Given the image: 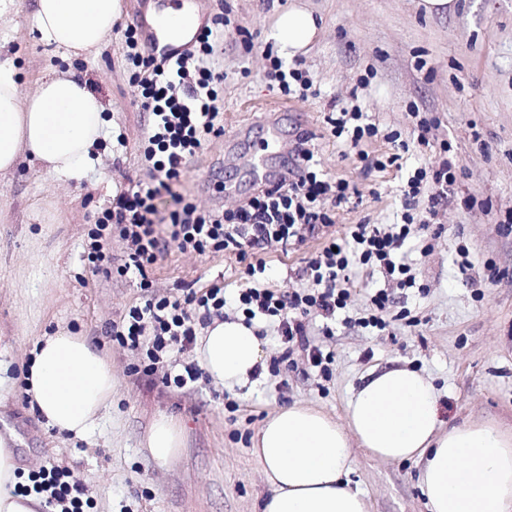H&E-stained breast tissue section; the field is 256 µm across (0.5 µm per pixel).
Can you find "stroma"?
Returning a JSON list of instances; mask_svg holds the SVG:
<instances>
[{"label": "stroma", "instance_id": "stroma-1", "mask_svg": "<svg viewBox=\"0 0 512 512\" xmlns=\"http://www.w3.org/2000/svg\"><path fill=\"white\" fill-rule=\"evenodd\" d=\"M17 2L0 16V54L22 70V91L32 92L47 67L70 69L101 100L107 119L96 162L80 178L63 180L26 164L0 177V440L19 471L68 467L87 490L89 512H260L268 487L251 446L266 417L300 402L344 420L364 377L394 366L432 379L445 425L493 421L512 432V232L501 226L512 210V0H456L444 18L427 16L419 0H308L324 31L303 57L315 90L304 100L284 96L266 77L267 32L289 0H201L204 25L227 16L246 33L227 35L218 46L224 133L162 194L161 212L174 209L176 193L203 210L243 204L256 190L254 164L285 168L302 131L317 136L324 177L355 189L319 233L302 234L285 250L266 249L270 287H309V260L349 225L399 222L402 186L415 168L438 166L446 156L458 168L433 224L406 247L415 287L403 293L381 273L359 269L345 310L353 325L336 323L327 336L321 318L311 317L313 342L334 357L331 379L309 368L301 349L285 355L271 331L257 382L227 390L205 376L184 392L163 387L160 375L179 372L195 353L172 354L152 377L131 374L140 356L113 342L108 329L138 302L139 284L92 273L82 260L89 230L115 196L146 179L142 131L149 115L138 104V70L123 32L151 19L154 0H123L124 16L105 43L71 63L34 41V0ZM352 105L381 130L358 150L334 138L326 123ZM413 105L439 121L423 155L401 152L386 138L393 131L410 140ZM444 141L450 153L442 152ZM396 152L398 165L380 167ZM462 246L472 262L464 277L454 265ZM243 269L232 254L172 246L148 276L157 293L167 294L196 279L232 288ZM379 288L395 297L387 327L357 326ZM60 330L98 343L118 380L111 407L83 437L49 427L22 389L34 343ZM230 399L238 404L232 413L225 408ZM160 412L185 436L183 454L165 466L142 445ZM354 456L351 485L370 512H428L416 463L383 462L359 448Z\"/></svg>", "mask_w": 512, "mask_h": 512}]
</instances>
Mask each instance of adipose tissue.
I'll use <instances>...</instances> for the list:
<instances>
[{"label": "adipose tissue", "instance_id": "obj_1", "mask_svg": "<svg viewBox=\"0 0 512 512\" xmlns=\"http://www.w3.org/2000/svg\"><path fill=\"white\" fill-rule=\"evenodd\" d=\"M123 12L122 0H36L37 43L64 60L99 48ZM200 25L188 9H167L154 27L160 40L188 41ZM320 28L301 0L277 12L268 32L280 57L306 53ZM13 58H0V173L26 162L68 179L94 165L93 149L106 119L100 101L74 72L48 69L34 95L21 97ZM264 342L239 321H217L200 337L197 360L214 382L231 389L254 376ZM26 395L58 432L87 435L111 406L112 361L87 337L59 332L39 339L24 373ZM439 394L420 372L395 367L369 373L347 402L344 421L300 404L277 409L260 428L252 453L270 488L261 512H368L349 485L353 446L373 458L416 461L428 512H512V435L496 423L442 429ZM144 446L164 465L184 448L179 423L162 414ZM16 464L0 441V512H40L39 494L16 490Z\"/></svg>", "mask_w": 512, "mask_h": 512}]
</instances>
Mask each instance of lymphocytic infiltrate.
Masks as SVG:
<instances>
[{"label": "lymphocytic infiltrate", "instance_id": "f902f5d3", "mask_svg": "<svg viewBox=\"0 0 512 512\" xmlns=\"http://www.w3.org/2000/svg\"><path fill=\"white\" fill-rule=\"evenodd\" d=\"M230 26L229 18H217L215 27L201 29L198 52L182 53L171 65L158 61L154 54L139 53L136 30L126 29L125 44L140 69L141 107L152 117L144 150L150 180L116 196L104 219L91 230L84 257L94 272L107 275L114 271L138 278L142 299L112 324L110 334L113 341L140 354L145 361L144 374H153L167 353L193 349L200 328L224 320L230 307L243 316L245 324L258 320L274 323L282 343L298 344L306 351L309 364L328 377L333 357L311 343L309 315L321 316L323 332H331L337 312L347 306L348 285L357 267L380 271L394 280L397 288L415 287L416 277L403 248L427 228L438 206L447 200L457 165L446 158L438 168H416L403 190L405 210L400 222L354 224L341 242H326L307 265L311 287L265 286V248L273 243L288 247L303 230L318 233L330 223L332 208L350 200L351 191L347 180L322 178L314 137L302 133L296 139L287 176L257 190L238 208L202 210L179 196L176 209L169 216L161 215L156 204L161 191L179 182L189 158L211 137L224 132L215 107L224 73L210 58L214 39L223 38ZM326 122L335 137L354 145L378 133L376 124L356 110H340ZM115 236L127 244L118 264L109 250ZM172 246L202 255H235L245 265L246 287L231 297L216 283L206 288L189 283L169 296L153 293L147 270ZM29 480L37 492L45 494L46 506L60 512H85L84 488L70 469L54 466L30 474Z\"/></svg>", "mask_w": 512, "mask_h": 512}]
</instances>
